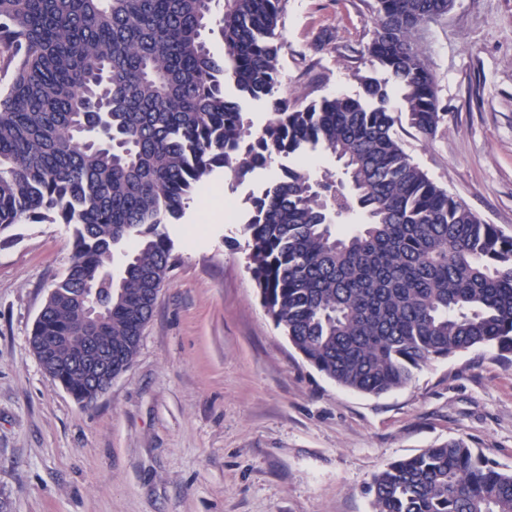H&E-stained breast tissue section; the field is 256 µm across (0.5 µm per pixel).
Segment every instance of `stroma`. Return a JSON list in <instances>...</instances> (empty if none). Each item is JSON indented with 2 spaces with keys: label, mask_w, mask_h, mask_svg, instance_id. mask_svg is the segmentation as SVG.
Returning <instances> with one entry per match:
<instances>
[{
  "label": "stroma",
  "mask_w": 512,
  "mask_h": 512,
  "mask_svg": "<svg viewBox=\"0 0 512 512\" xmlns=\"http://www.w3.org/2000/svg\"><path fill=\"white\" fill-rule=\"evenodd\" d=\"M373 0H288L285 96L360 93ZM421 43L447 121L406 152L485 222L512 235V0H458ZM291 158L220 186L236 220L207 210L166 230L175 263L130 368L77 402L29 345L66 272L68 225L0 233V502L7 512H373L391 462L453 438L512 471V362L473 348L381 396L343 388L277 329L247 268V199Z\"/></svg>",
  "instance_id": "obj_1"
}]
</instances>
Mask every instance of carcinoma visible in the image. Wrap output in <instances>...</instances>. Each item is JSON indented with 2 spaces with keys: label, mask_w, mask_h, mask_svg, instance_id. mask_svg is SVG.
<instances>
[{
  "label": "carcinoma",
  "mask_w": 512,
  "mask_h": 512,
  "mask_svg": "<svg viewBox=\"0 0 512 512\" xmlns=\"http://www.w3.org/2000/svg\"><path fill=\"white\" fill-rule=\"evenodd\" d=\"M286 3L224 0L216 17L215 0H0V231L73 227L69 267L32 336L74 337L52 379L77 401L92 399L67 368L88 304L105 309L97 335L112 374L125 372L172 263L165 225L212 171L243 177L318 148L343 176L288 167L243 225L252 277L293 348L374 396L471 348L509 360L512 235L434 182L394 132L402 117L424 136L444 121L419 40L448 0H374L363 57L383 77L304 106L281 94ZM228 87L268 106L261 129ZM353 216L358 229L338 228ZM125 242L116 280L113 249ZM370 491L374 512H512V471L460 438L390 463Z\"/></svg>",
  "instance_id": "1"
}]
</instances>
